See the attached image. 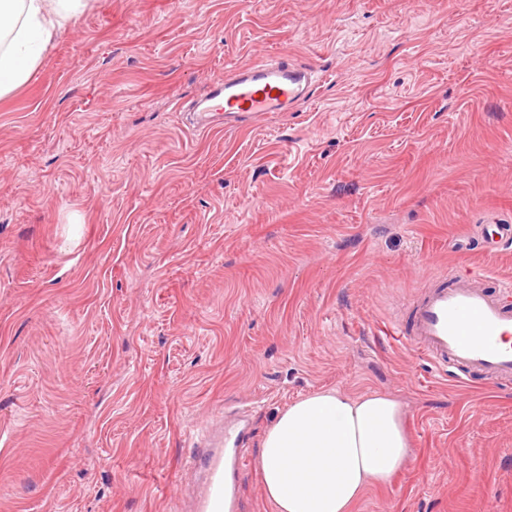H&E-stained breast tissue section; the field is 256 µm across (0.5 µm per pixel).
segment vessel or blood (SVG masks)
Listing matches in <instances>:
<instances>
[{
	"instance_id": "vessel-or-blood-1",
	"label": "vessel or blood",
	"mask_w": 512,
	"mask_h": 512,
	"mask_svg": "<svg viewBox=\"0 0 512 512\" xmlns=\"http://www.w3.org/2000/svg\"><path fill=\"white\" fill-rule=\"evenodd\" d=\"M315 72L279 57L256 62L225 75L196 106L200 127H240L269 112H285L310 97ZM484 250L512 243V224L477 225ZM395 336L439 367L461 374L480 373L512 381V283L497 282L488 291L483 277L439 274L419 290L404 325ZM242 429L225 427L219 444L203 449L192 464L203 474L197 512H238L235 478L244 469Z\"/></svg>"
}]
</instances>
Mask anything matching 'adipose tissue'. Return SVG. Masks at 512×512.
I'll list each match as a JSON object with an SVG mask.
<instances>
[{"label":"adipose tissue","mask_w":512,"mask_h":512,"mask_svg":"<svg viewBox=\"0 0 512 512\" xmlns=\"http://www.w3.org/2000/svg\"><path fill=\"white\" fill-rule=\"evenodd\" d=\"M92 0H0V97L24 84L43 51ZM411 453L393 397L321 389L289 404L265 430L259 470L277 512H353Z\"/></svg>","instance_id":"adipose-tissue-1"}]
</instances>
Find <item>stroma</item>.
I'll use <instances>...</instances> for the list:
<instances>
[{"label":"stroma","instance_id":"35a3bbf8","mask_svg":"<svg viewBox=\"0 0 512 512\" xmlns=\"http://www.w3.org/2000/svg\"><path fill=\"white\" fill-rule=\"evenodd\" d=\"M312 97L197 131L226 70ZM512 0H94L0 97V512H192L199 433L322 388L405 411L353 512H512V384L392 336L440 272L512 280ZM490 227L491 232L485 224L476 226V234L483 241L484 250L494 253L512 242V224H490Z\"/></svg>","mask_w":512,"mask_h":512}]
</instances>
